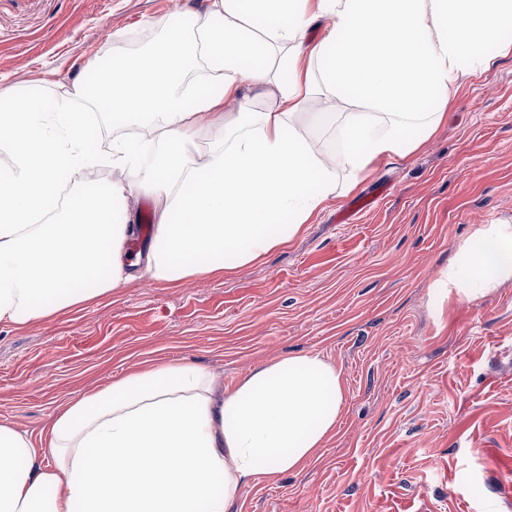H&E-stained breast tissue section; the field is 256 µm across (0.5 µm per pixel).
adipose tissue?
Instances as JSON below:
<instances>
[{"label": "adipose tissue", "instance_id": "obj_1", "mask_svg": "<svg viewBox=\"0 0 512 512\" xmlns=\"http://www.w3.org/2000/svg\"><path fill=\"white\" fill-rule=\"evenodd\" d=\"M270 21L257 40L243 16ZM325 22L320 40L305 31ZM157 47L119 50L98 85L60 96L0 94V325L16 329L106 296L134 277L177 285L234 274L290 245L336 195L385 158L406 157L441 125L448 89L483 73V48L512 28V0H214L188 29L159 21ZM206 77L186 79V60ZM258 98L242 99L244 86ZM241 110L224 113L225 100ZM322 97L343 117L307 112ZM136 134L92 151L85 107ZM337 135L315 152L295 132ZM155 165L143 173L146 142ZM96 168L109 188L62 195ZM155 224L137 253L135 195ZM512 281V225L460 243L433 285L467 302ZM342 370L284 357L233 388L196 364L152 363L59 406L39 440L0 422V512H230L239 488L301 468L336 429Z\"/></svg>", "mask_w": 512, "mask_h": 512}]
</instances>
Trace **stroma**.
Returning a JSON list of instances; mask_svg holds the SVG:
<instances>
[{
	"label": "stroma",
	"instance_id": "35a3bbf8",
	"mask_svg": "<svg viewBox=\"0 0 512 512\" xmlns=\"http://www.w3.org/2000/svg\"><path fill=\"white\" fill-rule=\"evenodd\" d=\"M213 0H0V92L47 95L111 61L112 37L152 47L173 13ZM419 151L385 159L328 201L290 246L179 288L136 280L16 330L0 326V422L31 434L62 401L153 361L232 388L314 353L341 367L335 434L297 471L243 485L232 512H512V281L476 302L432 286L485 224L512 225V54L450 91ZM387 191L352 223L347 205Z\"/></svg>",
	"mask_w": 512,
	"mask_h": 512
}]
</instances>
